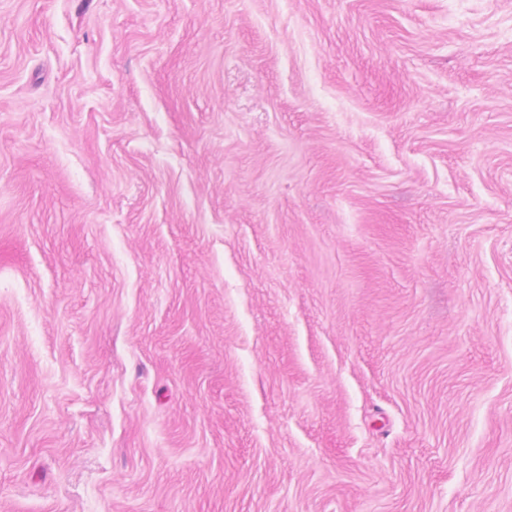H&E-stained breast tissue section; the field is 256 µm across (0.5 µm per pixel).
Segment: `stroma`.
I'll list each match as a JSON object with an SVG mask.
<instances>
[{"mask_svg":"<svg viewBox=\"0 0 512 512\" xmlns=\"http://www.w3.org/2000/svg\"><path fill=\"white\" fill-rule=\"evenodd\" d=\"M0 512H512V0H0Z\"/></svg>","mask_w":512,"mask_h":512,"instance_id":"1","label":"stroma"}]
</instances>
